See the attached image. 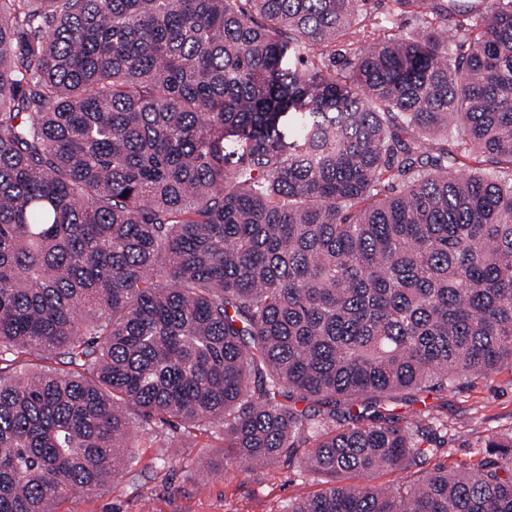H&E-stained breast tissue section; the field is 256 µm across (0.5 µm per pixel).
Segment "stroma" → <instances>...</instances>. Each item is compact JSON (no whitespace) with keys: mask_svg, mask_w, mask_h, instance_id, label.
<instances>
[{"mask_svg":"<svg viewBox=\"0 0 512 512\" xmlns=\"http://www.w3.org/2000/svg\"><path fill=\"white\" fill-rule=\"evenodd\" d=\"M426 406L448 421L441 462L454 468L478 458L489 436L512 433V368L470 377L443 406L426 394L389 404L402 420ZM129 444L135 461L117 479L89 495H68L53 512H281L324 487L319 475L284 462L249 471L221 461L224 443L213 432L188 439L170 426L148 433L137 426Z\"/></svg>","mask_w":512,"mask_h":512,"instance_id":"35a3bbf8","label":"stroma"}]
</instances>
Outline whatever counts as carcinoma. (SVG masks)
<instances>
[{
	"label": "carcinoma",
	"mask_w": 512,
	"mask_h": 512,
	"mask_svg": "<svg viewBox=\"0 0 512 512\" xmlns=\"http://www.w3.org/2000/svg\"><path fill=\"white\" fill-rule=\"evenodd\" d=\"M368 2L0 0V512L154 421L324 478L283 512H512V436L370 483L446 444L382 399L512 367V0Z\"/></svg>",
	"instance_id": "cac0c4a2"
}]
</instances>
